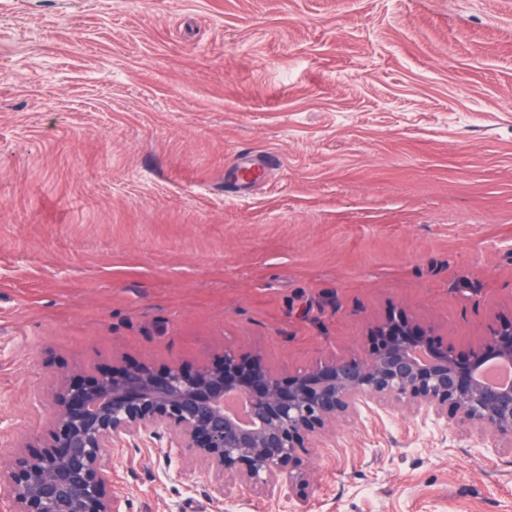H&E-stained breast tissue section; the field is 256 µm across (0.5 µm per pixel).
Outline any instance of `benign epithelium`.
<instances>
[{
  "label": "benign epithelium",
  "mask_w": 512,
  "mask_h": 512,
  "mask_svg": "<svg viewBox=\"0 0 512 512\" xmlns=\"http://www.w3.org/2000/svg\"><path fill=\"white\" fill-rule=\"evenodd\" d=\"M368 336L363 356L286 377L226 350L194 371L141 364L62 380L48 399L47 437L35 451L17 450L0 474L11 512H120L110 448L147 436L190 452L216 498L246 491L271 500L306 486V449L368 403L454 421L487 448L512 447V385L479 379L489 364L512 363V315L466 353L403 311Z\"/></svg>",
  "instance_id": "1"
}]
</instances>
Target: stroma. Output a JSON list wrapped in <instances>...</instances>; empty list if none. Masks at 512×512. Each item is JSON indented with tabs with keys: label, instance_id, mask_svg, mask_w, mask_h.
Here are the masks:
<instances>
[{
	"label": "stroma",
	"instance_id": "1",
	"mask_svg": "<svg viewBox=\"0 0 512 512\" xmlns=\"http://www.w3.org/2000/svg\"><path fill=\"white\" fill-rule=\"evenodd\" d=\"M275 156L250 181L248 158ZM393 308L512 314V0H0V468L60 377L363 355ZM212 497L112 451L121 512H512V449L401 407Z\"/></svg>",
	"mask_w": 512,
	"mask_h": 512
}]
</instances>
